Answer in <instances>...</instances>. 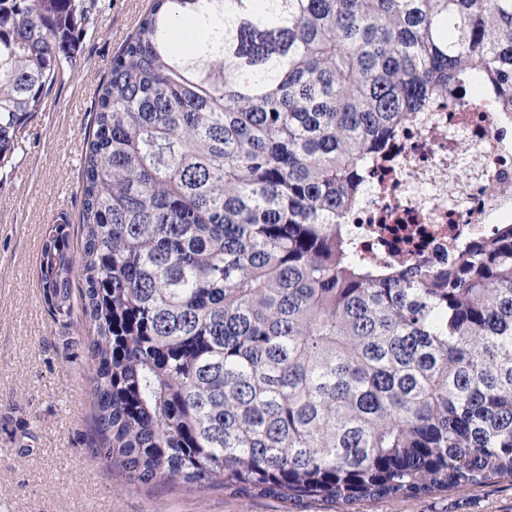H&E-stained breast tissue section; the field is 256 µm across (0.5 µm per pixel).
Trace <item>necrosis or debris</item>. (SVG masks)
I'll list each match as a JSON object with an SVG mask.
<instances>
[{
  "label": "necrosis or debris",
  "instance_id": "necrosis-or-debris-1",
  "mask_svg": "<svg viewBox=\"0 0 512 512\" xmlns=\"http://www.w3.org/2000/svg\"><path fill=\"white\" fill-rule=\"evenodd\" d=\"M346 221L359 252L432 268L512 222V113L497 92H457L410 113Z\"/></svg>",
  "mask_w": 512,
  "mask_h": 512
}]
</instances>
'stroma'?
<instances>
[{
	"label": "stroma",
	"instance_id": "stroma-1",
	"mask_svg": "<svg viewBox=\"0 0 512 512\" xmlns=\"http://www.w3.org/2000/svg\"><path fill=\"white\" fill-rule=\"evenodd\" d=\"M82 3L74 68L0 171V512H298L273 498L134 487L90 456L87 329L53 319L39 259L49 225L62 217L73 248L81 246V169L97 91L150 0ZM356 512H512V483L370 502Z\"/></svg>",
	"mask_w": 512,
	"mask_h": 512
}]
</instances>
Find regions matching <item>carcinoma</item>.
I'll return each mask as SVG.
<instances>
[{"label": "carcinoma", "mask_w": 512, "mask_h": 512, "mask_svg": "<svg viewBox=\"0 0 512 512\" xmlns=\"http://www.w3.org/2000/svg\"><path fill=\"white\" fill-rule=\"evenodd\" d=\"M79 7L0 0V168ZM462 79L512 109V0H151L97 91L81 252L63 219L40 258L51 316L89 324L92 459L293 506L512 481V223L435 271L344 223Z\"/></svg>", "instance_id": "obj_1"}]
</instances>
